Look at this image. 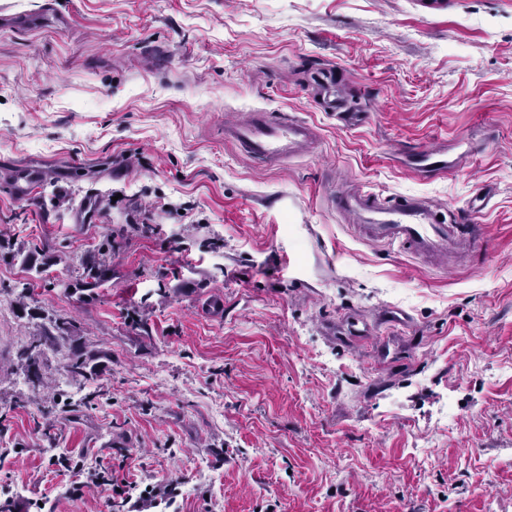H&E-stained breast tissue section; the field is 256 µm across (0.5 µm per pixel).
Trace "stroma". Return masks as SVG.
I'll use <instances>...</instances> for the list:
<instances>
[{
  "label": "stroma",
  "instance_id": "1",
  "mask_svg": "<svg viewBox=\"0 0 512 512\" xmlns=\"http://www.w3.org/2000/svg\"><path fill=\"white\" fill-rule=\"evenodd\" d=\"M254 110L315 148L257 163L224 138ZM339 190L482 239L430 265ZM58 317L108 357L47 352L37 391L17 353ZM124 484L141 512H512V0H0V512H130ZM103 357H105L103 353L86 354L74 348L65 365V369L73 378H86L91 374L92 368L95 366L92 363Z\"/></svg>",
  "mask_w": 512,
  "mask_h": 512
}]
</instances>
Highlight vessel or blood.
Segmentation results:
<instances>
[{
  "label": "vessel or blood",
  "instance_id": "1",
  "mask_svg": "<svg viewBox=\"0 0 512 512\" xmlns=\"http://www.w3.org/2000/svg\"><path fill=\"white\" fill-rule=\"evenodd\" d=\"M224 136L236 141L252 159L277 164L305 153L315 133L305 120L285 113L272 120L266 112L255 111L243 121L225 125ZM329 202L338 213L356 215L358 230L369 241L400 244L421 259L457 253L464 240L481 237L480 225L439 221L434 205L424 198L390 201L371 192H337Z\"/></svg>",
  "mask_w": 512,
  "mask_h": 512
}]
</instances>
